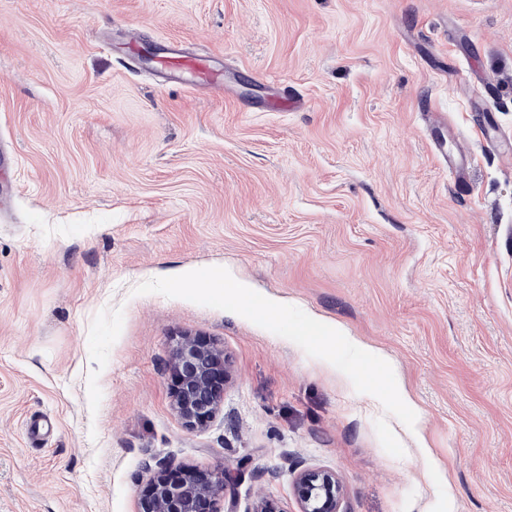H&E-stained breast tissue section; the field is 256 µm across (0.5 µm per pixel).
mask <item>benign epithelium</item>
<instances>
[{
	"label": "benign epithelium",
	"instance_id": "1",
	"mask_svg": "<svg viewBox=\"0 0 512 512\" xmlns=\"http://www.w3.org/2000/svg\"><path fill=\"white\" fill-rule=\"evenodd\" d=\"M169 368L177 379L174 407L189 426L202 424L218 411L219 386L224 365L212 349L191 339L173 351ZM226 477L218 471L205 477L186 472L153 483L140 512H204V506L224 494ZM296 491L300 512H340L342 487L336 476L326 471H305L298 476Z\"/></svg>",
	"mask_w": 512,
	"mask_h": 512
}]
</instances>
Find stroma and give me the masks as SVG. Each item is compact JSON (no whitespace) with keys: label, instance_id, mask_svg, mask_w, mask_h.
I'll list each match as a JSON object with an SVG mask.
<instances>
[{"label":"stroma","instance_id":"1","mask_svg":"<svg viewBox=\"0 0 512 512\" xmlns=\"http://www.w3.org/2000/svg\"><path fill=\"white\" fill-rule=\"evenodd\" d=\"M130 27L214 57L223 92L155 82ZM283 93L301 109L268 108ZM509 135L512 0H0V512H140L158 460L228 474L217 512H300L305 470L336 474L340 512H512ZM317 324L354 347L322 359ZM186 336L230 365L193 429L167 366ZM432 131H439L440 137L434 138L435 147L441 150L445 157L448 156V171L451 175L461 176L465 173L467 168L466 154L462 149H458L456 155H448V150L445 148L446 141L449 137H453L452 132L448 129V124L440 120L434 112L429 118ZM180 281L186 288H206L222 292L225 301L255 317L274 316L278 309L273 301H267L260 308L254 307L251 303V289L223 269H212L206 279H201L196 271H184L180 275Z\"/></svg>","mask_w":512,"mask_h":512}]
</instances>
